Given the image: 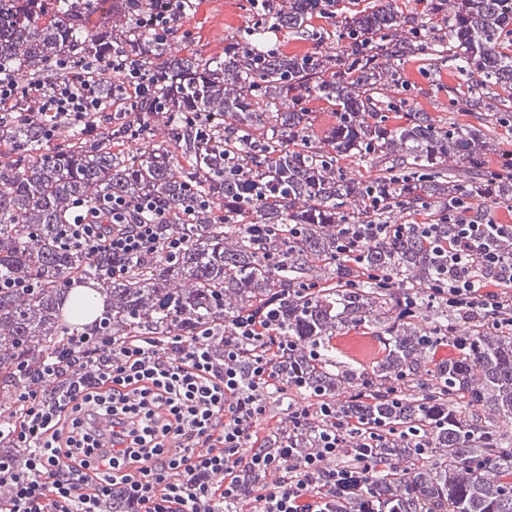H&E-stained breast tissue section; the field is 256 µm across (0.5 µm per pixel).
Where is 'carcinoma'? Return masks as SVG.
Here are the masks:
<instances>
[{
    "mask_svg": "<svg viewBox=\"0 0 512 512\" xmlns=\"http://www.w3.org/2000/svg\"><path fill=\"white\" fill-rule=\"evenodd\" d=\"M149 0H112L103 23L88 26L90 0H0V66L28 79L47 77L61 58L80 61L112 49L142 57L161 76L162 111L137 112L112 122L93 112L86 126L58 122L56 148L24 117L0 124V408L9 419L22 374L32 372L67 340L61 310L74 283H93L106 304V332L117 338L165 331H220L241 312L270 302L293 342L274 367L290 384L336 399L338 410L379 427L376 453L387 467L355 501L336 512H512V331L485 322L448 319L437 298L413 310L405 296L437 279L445 262L420 235L364 247L359 261L338 259L340 224H401L423 208L448 232V203L460 199L512 202V165L492 170L500 151L492 128L409 110L404 125H388L390 92L398 68L417 57L436 69L456 61L467 92L448 89L451 105L496 112L490 87L512 90V0H426L425 11L447 20L431 35L423 17L386 0L344 17L331 31L312 34L317 51L288 57L269 52L266 23L251 27L224 57H183L172 41L158 44L141 20ZM333 13L322 0L269 2L273 26L306 33L308 17ZM123 76L107 73L109 104ZM335 103L336 123L323 138L313 130L306 102ZM208 124L214 142L195 140L187 121ZM235 156L247 177L224 165ZM371 169L347 177L341 161ZM263 178L267 199L247 200L250 182ZM106 195L132 202L150 197L166 238H188V250L162 257L125 276L110 274L112 260L58 244L62 225ZM248 224H268L275 235L261 248ZM298 226L293 236L290 230ZM316 284L313 292L305 284ZM349 327L377 328L386 355L365 368L309 347ZM423 336L465 346L462 357L432 361ZM347 394L341 398V394ZM414 427L417 436H405ZM428 442L420 455L415 445Z\"/></svg>",
    "mask_w": 512,
    "mask_h": 512,
    "instance_id": "cac0c4a2",
    "label": "carcinoma"
}]
</instances>
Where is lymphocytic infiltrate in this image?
Wrapping results in <instances>:
<instances>
[{
	"instance_id": "f902f5d3",
	"label": "lymphocytic infiltrate",
	"mask_w": 512,
	"mask_h": 512,
	"mask_svg": "<svg viewBox=\"0 0 512 512\" xmlns=\"http://www.w3.org/2000/svg\"><path fill=\"white\" fill-rule=\"evenodd\" d=\"M126 73L117 114L157 107L147 93L154 78L139 59L116 51L78 63L57 62L43 80L0 70V120L24 104L31 122L83 120L100 106V78ZM139 211L152 208L139 203ZM120 196L77 215L63 244L91 256L118 258L112 276L131 264L176 258L187 238H160L155 225L130 220ZM470 201L449 204L448 236L430 222L344 224L340 254L410 231L422 235L447 265L427 289L459 313L512 328V224L460 220ZM275 311L238 314L214 339L200 329L163 338L125 340L75 332L67 348L20 385L9 434L15 453L0 455L4 512H335L336 498L371 483L379 434L342 418L335 400L317 411L293 408L296 429H313L311 444L267 450L259 436L267 402L285 394L273 355L286 354ZM221 342L222 359L214 357ZM266 468L274 478L250 487L241 475Z\"/></svg>"
}]
</instances>
